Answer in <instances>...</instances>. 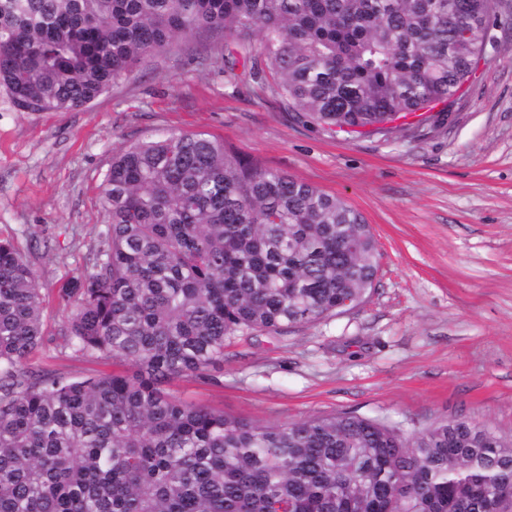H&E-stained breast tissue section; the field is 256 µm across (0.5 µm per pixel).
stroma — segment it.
<instances>
[{
    "mask_svg": "<svg viewBox=\"0 0 512 512\" xmlns=\"http://www.w3.org/2000/svg\"><path fill=\"white\" fill-rule=\"evenodd\" d=\"M451 119L383 136L296 121L283 98L205 65L224 36L174 39L90 106L24 112L0 88V239L26 256L45 338L27 366L75 381L118 370L61 330V290L90 271L113 155L202 131L260 167L342 198L370 224L379 269L365 300L274 338L238 336L221 383L171 382L183 401L277 425L352 413L412 436L463 418L512 438V0Z\"/></svg>",
    "mask_w": 512,
    "mask_h": 512,
    "instance_id": "35a3bbf8",
    "label": "stroma"
}]
</instances>
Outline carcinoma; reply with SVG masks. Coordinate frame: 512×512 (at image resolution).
<instances>
[{
    "label": "carcinoma",
    "instance_id": "obj_1",
    "mask_svg": "<svg viewBox=\"0 0 512 512\" xmlns=\"http://www.w3.org/2000/svg\"><path fill=\"white\" fill-rule=\"evenodd\" d=\"M500 2L0 0V87L25 112H70L209 30L224 34L212 64L234 77L251 63L244 76L299 121L388 135L455 96ZM101 194L109 221L91 271L62 289L75 299L64 335L129 372L25 368L43 298L0 239V512H512V440L491 445L468 420L412 437L348 413L261 426L166 391L218 382L234 336H280L364 300L377 240L341 198L203 132L120 151Z\"/></svg>",
    "mask_w": 512,
    "mask_h": 512
}]
</instances>
